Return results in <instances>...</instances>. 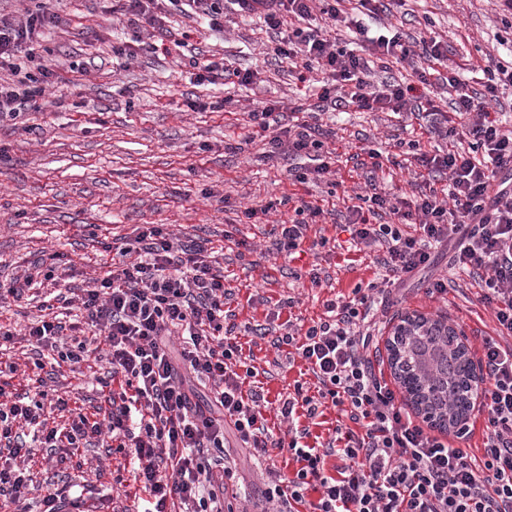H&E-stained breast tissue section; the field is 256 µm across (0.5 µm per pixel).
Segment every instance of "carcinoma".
Here are the masks:
<instances>
[{
    "mask_svg": "<svg viewBox=\"0 0 512 512\" xmlns=\"http://www.w3.org/2000/svg\"><path fill=\"white\" fill-rule=\"evenodd\" d=\"M455 339L440 320L416 321L397 341L394 355L402 389L412 403L425 405L441 429L448 427L449 417L467 415L474 382L471 361L456 348Z\"/></svg>",
    "mask_w": 512,
    "mask_h": 512,
    "instance_id": "cac0c4a2",
    "label": "carcinoma"
}]
</instances>
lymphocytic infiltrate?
I'll list each match as a JSON object with an SVG mask.
<instances>
[{
	"mask_svg": "<svg viewBox=\"0 0 512 512\" xmlns=\"http://www.w3.org/2000/svg\"><path fill=\"white\" fill-rule=\"evenodd\" d=\"M318 0H109L108 14L126 18L128 25L149 27V51L169 53L183 47L177 29L167 26L169 8L186 6L189 13L223 29L224 6L263 19L279 33L276 59L301 62L322 75L320 102L332 108L357 105L368 112H405L416 84L384 80L370 82L372 70L418 53L425 62L441 64L448 46L434 38L409 46L400 33L383 27L369 29L364 17L389 11L391 0H358V15L341 9L342 0L322 1L328 28L355 27L360 50L341 47L337 38L318 29L283 33L291 19L310 17ZM56 13L39 10L15 17L0 15V127L16 125L23 107L38 110L57 73L47 64L28 72L34 46L45 29L55 27ZM482 98L466 83L448 76V93L457 126L444 125L438 106H431L430 135L443 139L463 133L468 148L451 147L429 153L421 142L410 148L429 176L448 180L447 198L437 192L407 201L372 190L353 206L347 224L353 245L385 247L383 265L394 280L413 276L433 265L439 248L452 249V264L478 279L479 301L490 308L494 336L484 338L479 357L481 407L485 428L481 447L465 442L474 433L462 423L455 442L441 441L431 429L415 424L405 403L363 354L373 341L367 327L372 307L366 298L329 302L326 318L307 329L281 336L294 347L318 382L316 395L293 397L279 405L283 418L297 412L315 417L324 400L348 405L352 428L338 432L332 453L339 460L326 474L324 453L297 438H274L262 413L263 391L244 389L230 360L241 347L224 336V268L208 239H183L162 225L143 224L116 251L102 276L91 279L79 299L90 331L59 350L61 361L84 362L91 345L106 347L115 386L106 397L102 419L80 414L68 430L48 427L47 410L66 411L57 398L12 401L0 388V506L16 504L39 491L27 469L18 464L29 456L28 432L40 433L43 444L65 463L92 439L109 433L115 452L128 458L136 482L153 498L152 512H224L218 494L234 472L226 454L227 433H234L252 456L270 449H288L298 464L293 477L268 470V483L257 512H512V182L497 181L496 170L512 162V123L488 109L498 90L512 85V65H489ZM277 102L250 112L251 121L271 137V153L298 154L320 149L326 132L320 124L281 128ZM388 213L389 223L373 224L369 215ZM414 223V234L401 230ZM181 337L174 346L173 337ZM210 388L206 404L192 401L193 383Z\"/></svg>",
	"mask_w": 512,
	"mask_h": 512,
	"instance_id": "f902f5d3",
	"label": "lymphocytic infiltrate"
}]
</instances>
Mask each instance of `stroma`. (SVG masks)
Listing matches in <instances>:
<instances>
[{"instance_id":"35a3bbf8","label":"stroma","mask_w":512,"mask_h":512,"mask_svg":"<svg viewBox=\"0 0 512 512\" xmlns=\"http://www.w3.org/2000/svg\"><path fill=\"white\" fill-rule=\"evenodd\" d=\"M42 3L61 21L45 32L35 55L55 60L66 83L47 90L41 111L27 114L23 126L0 135V285L52 260L65 271L67 287H83L106 260L104 240L130 235L141 224L208 238L224 265V327L243 347L237 373L253 370L273 403L298 384L314 390L307 363L289 356L287 347H275L271 329L286 321L310 326L324 317L327 300L349 299L354 288L381 285L378 250L352 251L349 233L340 229L346 209L373 183L407 200L428 191L432 178L403 144L420 140L434 153L452 146V139H428L426 121L416 113L366 112L351 105L320 113L319 122L331 135L316 153L268 159L264 133L250 123L248 112L274 100L282 124L307 121L297 107L317 104L319 87L314 73L275 61V44L257 18L233 15L218 31L179 11L169 14V26L188 32L189 46L201 56L216 55L230 68L258 73L246 85L212 86L192 81L171 55L142 50L131 60L113 57V44L145 42L149 35L107 21L101 0ZM378 20L406 34L447 42L448 64L437 67L427 84L417 82L421 60L397 63L392 70L396 79L417 84L419 93L434 100L446 97L449 71L479 92L488 59L512 60L493 0H406ZM197 96L223 100L224 108L192 111L186 102ZM230 143L237 152L227 151ZM373 150L387 155L382 168L372 167ZM328 155L333 164L325 178L295 181V173ZM304 201L325 211L309 232L315 249L277 252L279 224L294 219ZM264 204L270 207L265 215L259 212ZM249 208L257 209V216L246 217ZM448 260L447 250H440L434 266L393 291L388 314L444 320L467 336L476 359L484 337L493 333L492 315L478 302L474 279L450 269ZM314 264L321 268L316 286L307 276ZM440 277L448 280L447 293L429 294L431 282ZM61 313L67 322H83L50 286L29 291L18 302L0 297V327L15 335L0 344V362L18 365L16 372L0 374V385L12 395L44 387L67 398L74 412L93 418L106 405L99 383L109 370L106 362L94 353L81 364H58L50 349H33L21 338L33 320ZM257 325L268 328V335L251 334ZM31 450L25 465L36 484L65 479L84 488L88 512H140L144 493L130 470H119L111 449H79L61 467L48 460L40 443H32ZM231 457L244 491L240 497L225 495L231 512H242L246 499L261 495L267 464L289 476L297 468L285 449L274 451L266 463L244 448L232 449Z\"/></svg>"}]
</instances>
